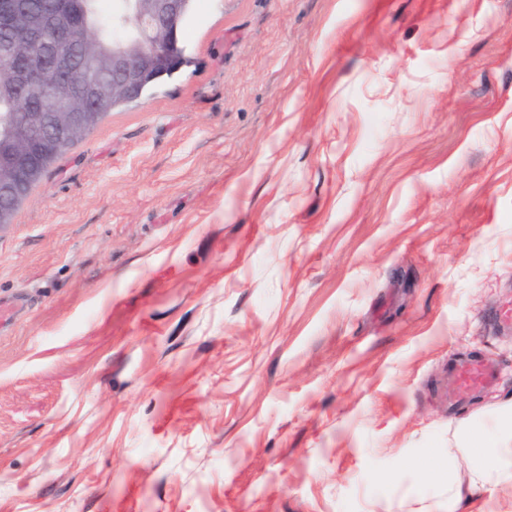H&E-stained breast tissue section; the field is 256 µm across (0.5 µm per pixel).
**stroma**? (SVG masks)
Listing matches in <instances>:
<instances>
[{
    "instance_id": "35a3bbf8",
    "label": "stroma",
    "mask_w": 512,
    "mask_h": 512,
    "mask_svg": "<svg viewBox=\"0 0 512 512\" xmlns=\"http://www.w3.org/2000/svg\"><path fill=\"white\" fill-rule=\"evenodd\" d=\"M185 28L0 230V512H434L512 399V0ZM492 378L493 373L484 368L477 358L468 357L467 361L452 368L448 385L443 387L442 393L448 402L458 403L482 389Z\"/></svg>"
}]
</instances>
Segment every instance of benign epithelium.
<instances>
[{"mask_svg":"<svg viewBox=\"0 0 512 512\" xmlns=\"http://www.w3.org/2000/svg\"><path fill=\"white\" fill-rule=\"evenodd\" d=\"M134 17L127 20V28H139L141 37L127 43L112 56V108L121 109L140 99L146 90V79L157 74L167 77L172 67L182 69L187 60L185 52L178 51L175 29L189 0H134ZM0 81L12 84L19 94L45 97L52 103V111L26 110L14 112L9 124L18 133L15 151L9 162H0V230L13 222V198L35 175L32 164L33 146L65 144L81 134L95 118L87 111L100 89L95 73L104 64L91 63L82 90L74 91L68 80L59 77L46 81L51 65L46 58L44 35L50 34L53 46L62 51L76 37V28L63 9H58L45 22L34 19L23 7V0H0Z\"/></svg>","mask_w":512,"mask_h":512,"instance_id":"1","label":"benign epithelium"}]
</instances>
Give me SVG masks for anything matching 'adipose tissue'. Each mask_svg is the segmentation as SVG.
Listing matches in <instances>:
<instances>
[{"label":"adipose tissue","instance_id":"1","mask_svg":"<svg viewBox=\"0 0 512 512\" xmlns=\"http://www.w3.org/2000/svg\"><path fill=\"white\" fill-rule=\"evenodd\" d=\"M456 446L448 451V481L437 495L446 499L444 512H469L472 496L485 488L512 489V401L498 406L491 427L471 422L455 428ZM466 468H459V461Z\"/></svg>","mask_w":512,"mask_h":512}]
</instances>
